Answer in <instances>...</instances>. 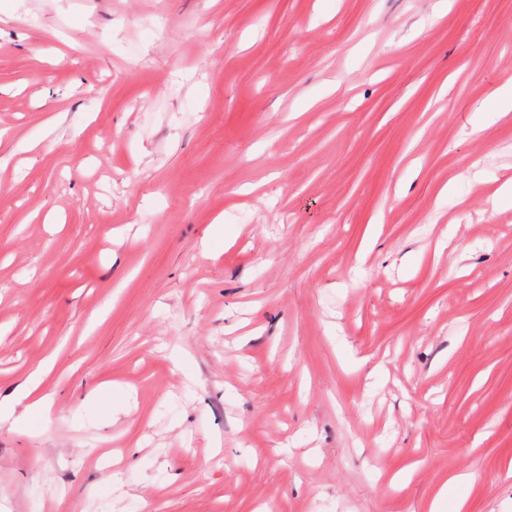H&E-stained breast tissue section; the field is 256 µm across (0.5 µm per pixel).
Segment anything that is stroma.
Listing matches in <instances>:
<instances>
[{"instance_id": "obj_1", "label": "stroma", "mask_w": 512, "mask_h": 512, "mask_svg": "<svg viewBox=\"0 0 512 512\" xmlns=\"http://www.w3.org/2000/svg\"><path fill=\"white\" fill-rule=\"evenodd\" d=\"M510 83L512 0H8L0 512H512ZM52 360L48 359L34 369L17 388L13 398L0 400V422L8 420L15 413V407L23 400H29L20 418L32 421L40 430L49 428L53 420L52 404L46 397L39 396L38 389L43 377L51 370ZM474 480L473 472H463L457 475L451 476L446 480L438 492L435 494L433 499L427 505L429 512H441L443 503L448 500V485L450 487L460 488L471 484Z\"/></svg>"}]
</instances>
